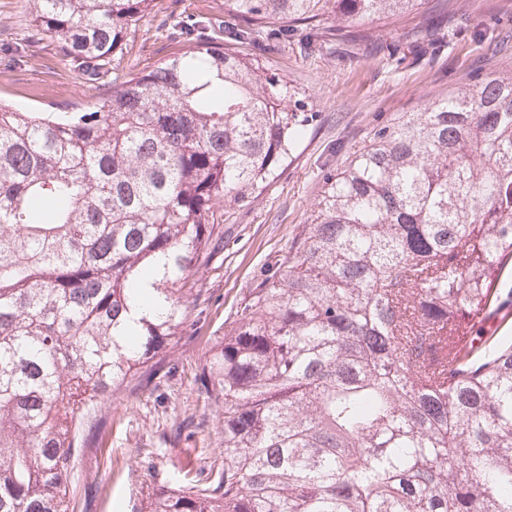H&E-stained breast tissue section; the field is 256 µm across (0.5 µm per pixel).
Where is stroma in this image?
<instances>
[{"instance_id":"35a3bbf8","label":"stroma","mask_w":512,"mask_h":512,"mask_svg":"<svg viewBox=\"0 0 512 512\" xmlns=\"http://www.w3.org/2000/svg\"><path fill=\"white\" fill-rule=\"evenodd\" d=\"M34 0H0V99L20 110L74 112L99 99L115 74L156 62L175 38L171 22L205 16L233 26L224 0H153L113 67L84 76L56 40L31 25ZM359 41L311 42L305 27L249 54L288 85L306 121L286 170L251 202L218 207L224 228L209 266L196 272L202 313L169 353L172 371L129 386L109 401L99 447L75 468L76 512H134L156 484L176 486L185 462L206 464L224 448V405L194 381L243 298L274 259L287 255L298 225L311 223L326 178L343 169L374 133L419 111L460 81L512 71V0H425L393 22H360Z\"/></svg>"}]
</instances>
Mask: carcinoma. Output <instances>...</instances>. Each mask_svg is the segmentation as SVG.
I'll list each match as a JSON object with an SVG mask.
<instances>
[{
    "label": "carcinoma",
    "instance_id": "1",
    "mask_svg": "<svg viewBox=\"0 0 512 512\" xmlns=\"http://www.w3.org/2000/svg\"><path fill=\"white\" fill-rule=\"evenodd\" d=\"M153 0H36L95 75ZM424 0H224L83 112L0 105V512H74L75 452L135 381L170 373L214 208L248 202L302 135L249 59L304 25L349 34ZM512 263V71L381 128L250 289L195 375L224 450L137 512H512V342L484 335Z\"/></svg>",
    "mask_w": 512,
    "mask_h": 512
}]
</instances>
